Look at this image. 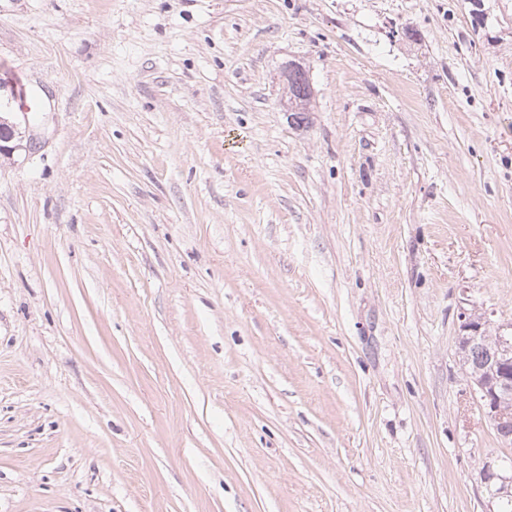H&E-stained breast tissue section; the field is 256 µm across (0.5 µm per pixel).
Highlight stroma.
<instances>
[{
  "label": "stroma",
  "mask_w": 512,
  "mask_h": 512,
  "mask_svg": "<svg viewBox=\"0 0 512 512\" xmlns=\"http://www.w3.org/2000/svg\"><path fill=\"white\" fill-rule=\"evenodd\" d=\"M484 4L0 0V512H498L457 353L463 307L512 324Z\"/></svg>",
  "instance_id": "obj_1"
}]
</instances>
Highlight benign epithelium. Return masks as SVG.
<instances>
[{"instance_id":"1","label":"benign epithelium","mask_w":512,"mask_h":512,"mask_svg":"<svg viewBox=\"0 0 512 512\" xmlns=\"http://www.w3.org/2000/svg\"><path fill=\"white\" fill-rule=\"evenodd\" d=\"M302 64L290 61L282 70L286 98L281 105L288 112L295 105L289 79L294 70ZM489 325L485 315L475 310L465 309L460 313L457 348L464 354L472 345L486 340ZM466 374L470 385L474 387L482 401L485 414L499 438L512 445V325L498 328L495 341L487 344L479 360H465ZM482 482L491 495L499 500L512 498V475L502 473L498 465L486 462L481 470Z\"/></svg>"}]
</instances>
